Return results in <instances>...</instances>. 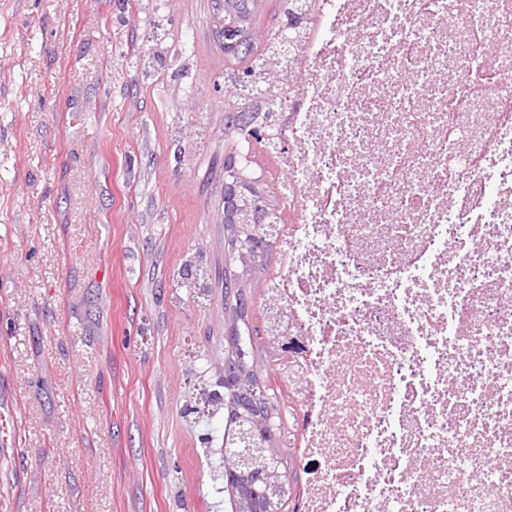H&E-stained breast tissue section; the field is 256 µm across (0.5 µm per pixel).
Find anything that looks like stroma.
<instances>
[{
  "label": "stroma",
  "instance_id": "1",
  "mask_svg": "<svg viewBox=\"0 0 512 512\" xmlns=\"http://www.w3.org/2000/svg\"><path fill=\"white\" fill-rule=\"evenodd\" d=\"M256 52L287 27L255 0ZM247 60L214 0H0V512H232L226 410L199 421L230 330L261 329L226 167L278 209L285 164L230 121ZM247 297L244 318L225 278Z\"/></svg>",
  "mask_w": 512,
  "mask_h": 512
}]
</instances>
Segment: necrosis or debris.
<instances>
[{
	"instance_id": "obj_1",
	"label": "necrosis or debris",
	"mask_w": 512,
	"mask_h": 512,
	"mask_svg": "<svg viewBox=\"0 0 512 512\" xmlns=\"http://www.w3.org/2000/svg\"><path fill=\"white\" fill-rule=\"evenodd\" d=\"M258 301L297 512H512V0H315Z\"/></svg>"
}]
</instances>
